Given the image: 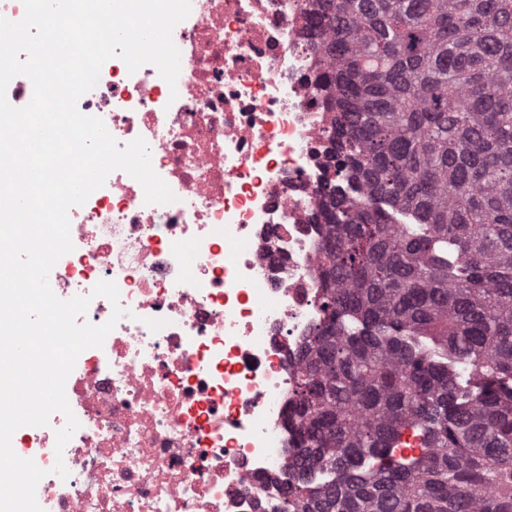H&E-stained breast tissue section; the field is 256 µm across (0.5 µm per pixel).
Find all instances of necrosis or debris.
Listing matches in <instances>:
<instances>
[{
	"label": "necrosis or debris",
	"mask_w": 512,
	"mask_h": 512,
	"mask_svg": "<svg viewBox=\"0 0 512 512\" xmlns=\"http://www.w3.org/2000/svg\"><path fill=\"white\" fill-rule=\"evenodd\" d=\"M172 38L175 85L115 57L78 101L119 144L147 141L175 199L145 203L117 170L69 211L74 249L50 273L53 292L112 281L118 303L92 297L84 319L103 324L117 305L129 315L66 381L80 426L64 449L59 413L12 437L45 472L42 512H278L294 475L286 411L322 319L332 152L315 37L303 0H191Z\"/></svg>",
	"instance_id": "necrosis-or-debris-1"
}]
</instances>
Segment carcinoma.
Returning <instances> with one entry per match:
<instances>
[{
	"label": "carcinoma",
	"mask_w": 512,
	"mask_h": 512,
	"mask_svg": "<svg viewBox=\"0 0 512 512\" xmlns=\"http://www.w3.org/2000/svg\"><path fill=\"white\" fill-rule=\"evenodd\" d=\"M304 14L339 141L282 512H512V0Z\"/></svg>",
	"instance_id": "obj_1"
}]
</instances>
